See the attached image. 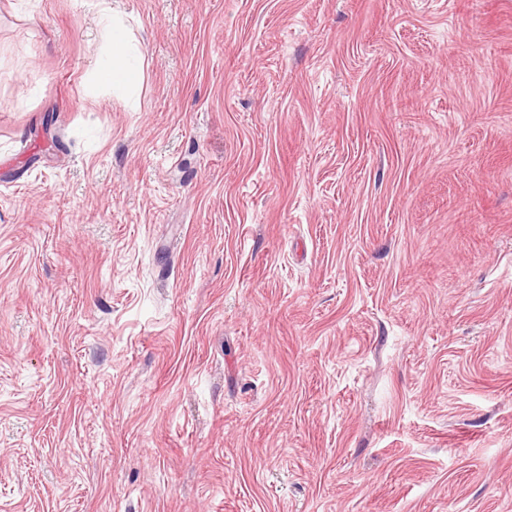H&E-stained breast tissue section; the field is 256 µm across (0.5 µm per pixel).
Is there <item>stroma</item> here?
<instances>
[{
  "instance_id": "35a3bbf8",
  "label": "stroma",
  "mask_w": 512,
  "mask_h": 512,
  "mask_svg": "<svg viewBox=\"0 0 512 512\" xmlns=\"http://www.w3.org/2000/svg\"><path fill=\"white\" fill-rule=\"evenodd\" d=\"M0 512H512V0H0ZM102 23L106 34L109 37V44L112 47V54L98 69V75L105 79H112V84H121L133 87L137 84L140 76L139 69L131 65L129 56L134 51L130 42L120 33L122 21L112 15V18L104 12Z\"/></svg>"
}]
</instances>
